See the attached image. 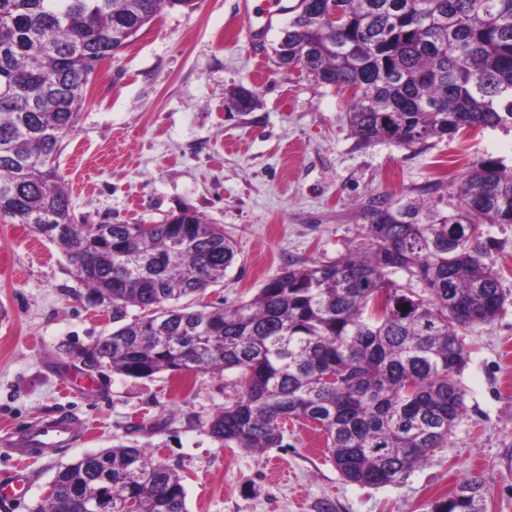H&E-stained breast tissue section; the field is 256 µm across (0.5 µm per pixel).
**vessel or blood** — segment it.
Listing matches in <instances>:
<instances>
[{
  "mask_svg": "<svg viewBox=\"0 0 512 512\" xmlns=\"http://www.w3.org/2000/svg\"><path fill=\"white\" fill-rule=\"evenodd\" d=\"M75 433L72 421L67 417L60 416L29 427L14 436L12 443L18 447L20 457L12 480L0 484V498L4 500L22 499L26 487L23 473L28 460L36 458L50 449L72 443Z\"/></svg>",
  "mask_w": 512,
  "mask_h": 512,
  "instance_id": "obj_1",
  "label": "vessel or blood"
}]
</instances>
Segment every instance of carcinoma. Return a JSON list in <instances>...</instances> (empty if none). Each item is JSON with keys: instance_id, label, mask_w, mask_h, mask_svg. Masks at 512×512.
Listing matches in <instances>:
<instances>
[{"instance_id": "cac0c4a2", "label": "carcinoma", "mask_w": 512, "mask_h": 512, "mask_svg": "<svg viewBox=\"0 0 512 512\" xmlns=\"http://www.w3.org/2000/svg\"><path fill=\"white\" fill-rule=\"evenodd\" d=\"M195 3L0 0V215L55 244L89 300L112 308V332L58 346L85 374L233 370L236 396L208 425L214 441L262 454L302 419L347 481L400 484L463 419V333L492 322L505 300L485 229L512 224V168L479 162L451 211L442 198H375L361 206L365 251L290 264L234 306L181 304L224 280L235 258L224 226L188 206L159 224H78L43 157L76 128L102 63L163 8ZM288 12L278 66L351 91L358 145L512 127V0H298ZM254 103L240 87L228 108ZM52 493L55 512H86L81 500L96 498L106 512H188L182 477L136 445L59 467ZM484 501L472 476L428 512H486Z\"/></svg>"}]
</instances>
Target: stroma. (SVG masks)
<instances>
[{
	"label": "stroma",
	"instance_id": "obj_1",
	"mask_svg": "<svg viewBox=\"0 0 512 512\" xmlns=\"http://www.w3.org/2000/svg\"><path fill=\"white\" fill-rule=\"evenodd\" d=\"M239 3L163 10L93 75L56 161L77 223L158 224L186 205L223 225L236 258L192 308L235 305L290 264L365 247L368 198L453 205L470 167L512 165V128L409 148L357 145L349 92L278 67L288 12L253 42ZM240 85L257 96L252 111L227 109ZM487 234L506 301L493 322L464 336L466 417L404 482L369 487L345 481L323 438L299 422L287 423L284 447L261 455L210 438L206 423L233 399L235 372L82 376L57 347L110 332L111 310L88 300L55 245L0 216V484L18 458L1 442L17 430L57 415L92 427L30 464L24 500L0 501V512H34L59 465L119 443L177 471L188 512H427L471 475L484 483L487 512H512V226Z\"/></svg>",
	"mask_w": 512,
	"mask_h": 512
}]
</instances>
